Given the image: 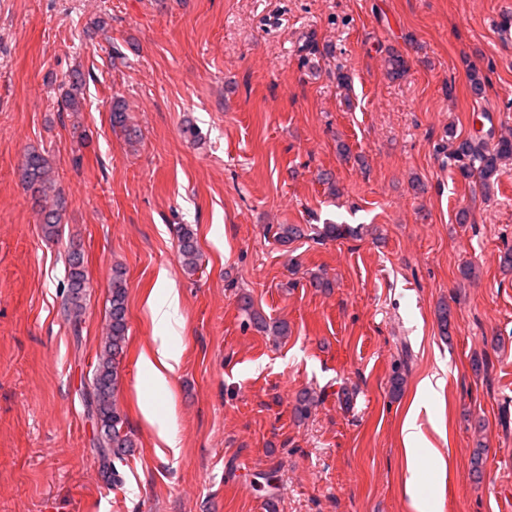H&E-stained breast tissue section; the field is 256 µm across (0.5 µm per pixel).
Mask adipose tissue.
<instances>
[{"mask_svg": "<svg viewBox=\"0 0 512 512\" xmlns=\"http://www.w3.org/2000/svg\"><path fill=\"white\" fill-rule=\"evenodd\" d=\"M157 286L161 294L153 298L149 304L151 321L156 330L153 338L155 350L153 354L142 355L140 363L150 373L156 384L163 386L167 383V373L174 371L179 363V352L173 345L174 334L180 325L177 317L179 295L167 276H160ZM418 413V405H411L402 427L405 465L408 473L405 492L413 499L418 496L419 451H426L431 457L437 476L444 478L448 475L446 460L437 448L428 445L416 423Z\"/></svg>", "mask_w": 512, "mask_h": 512, "instance_id": "1", "label": "adipose tissue"}]
</instances>
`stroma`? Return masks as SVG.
<instances>
[{
	"label": "stroma",
	"instance_id": "35a3bbf8",
	"mask_svg": "<svg viewBox=\"0 0 512 512\" xmlns=\"http://www.w3.org/2000/svg\"><path fill=\"white\" fill-rule=\"evenodd\" d=\"M500 2L0 0V512H266L270 498L277 512H414L401 428L431 375L441 385L418 422L448 480L437 488L421 457L426 512H512V274L499 263L512 163L487 192L448 164L449 128L512 132V53L491 27ZM391 48L408 61L399 79L385 70ZM473 64L488 77L479 96ZM75 69L88 80L74 115L60 100ZM116 97L137 147L112 129ZM34 147L66 199L51 239L19 178ZM185 224L201 253L192 274L177 261ZM277 224L360 234L284 246ZM74 243L90 285L77 331L61 311ZM116 263L128 282L119 400L136 448L112 486L83 383ZM163 272L182 326L160 388L139 356ZM319 272L331 289L310 285ZM243 292L288 338L248 322ZM304 390L316 402L298 420ZM145 401L177 450L143 421Z\"/></svg>",
	"mask_w": 512,
	"mask_h": 512
}]
</instances>
